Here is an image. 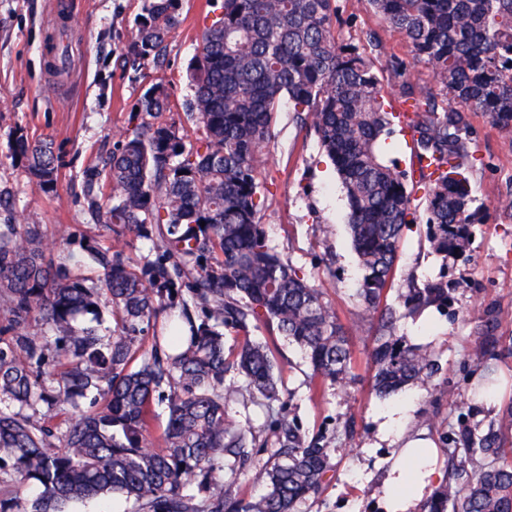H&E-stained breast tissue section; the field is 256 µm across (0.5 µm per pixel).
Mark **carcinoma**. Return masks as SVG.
I'll use <instances>...</instances> for the list:
<instances>
[{
    "instance_id": "carcinoma-1",
    "label": "carcinoma",
    "mask_w": 512,
    "mask_h": 512,
    "mask_svg": "<svg viewBox=\"0 0 512 512\" xmlns=\"http://www.w3.org/2000/svg\"><path fill=\"white\" fill-rule=\"evenodd\" d=\"M367 2L406 38L433 85L411 80L406 62L371 33L362 48L340 39L338 0H209L186 67L192 95L178 103L167 82L150 83L112 152L83 170L87 212L113 241L87 237L57 265L42 225L17 217L13 191L0 188V512H66L109 493L136 512H298L335 480L334 449L287 421L274 351L250 336L264 325L297 344L313 382L337 385L349 375V337L336 311L269 246L258 216L276 115L286 102L314 130L345 189L362 320L379 310L408 225H426L429 246L445 258L467 249L469 225L482 220L466 176L470 114L512 136V0ZM180 10L181 0H142L126 56L163 66ZM374 53L389 55L398 96L411 107L412 153L435 166L421 211L400 159L379 150L395 116L385 110ZM49 54L62 74L68 49L53 44ZM8 158L44 193H57L52 143L30 140L19 125ZM129 235L152 241L154 257L131 263ZM104 303L115 323L107 337L97 328ZM401 303L409 314L446 312L445 275L408 279ZM164 314L170 324L161 328ZM226 328L243 333L234 353L225 351ZM372 341L379 397L441 372L434 354L396 335L387 318ZM489 353L511 354L512 336L482 337L468 385L491 381ZM231 371L242 384L224 385ZM238 395L265 413L277 447L227 416ZM163 400L169 418L154 445V404ZM40 402L75 418L54 427ZM511 425L509 406L485 428L460 423L442 433L453 444L451 471L420 512H512ZM243 477L263 493L241 496ZM192 481L203 497L182 493ZM31 484L40 494L22 497Z\"/></svg>"
}]
</instances>
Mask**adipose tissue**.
<instances>
[{
  "instance_id": "1",
  "label": "adipose tissue",
  "mask_w": 512,
  "mask_h": 512,
  "mask_svg": "<svg viewBox=\"0 0 512 512\" xmlns=\"http://www.w3.org/2000/svg\"><path fill=\"white\" fill-rule=\"evenodd\" d=\"M415 441H407L389 473L388 512H415L425 494L431 493L438 475L430 459H416Z\"/></svg>"
}]
</instances>
